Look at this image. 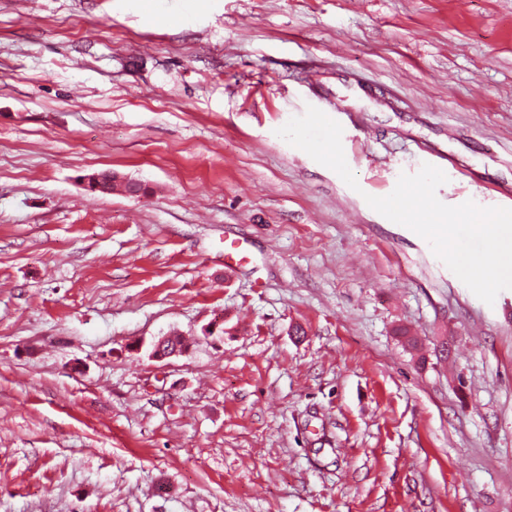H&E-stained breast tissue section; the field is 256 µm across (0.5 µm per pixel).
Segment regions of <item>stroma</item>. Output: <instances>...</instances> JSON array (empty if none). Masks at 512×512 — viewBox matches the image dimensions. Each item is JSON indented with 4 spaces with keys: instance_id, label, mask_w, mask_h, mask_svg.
I'll return each mask as SVG.
<instances>
[{
    "instance_id": "obj_1",
    "label": "stroma",
    "mask_w": 512,
    "mask_h": 512,
    "mask_svg": "<svg viewBox=\"0 0 512 512\" xmlns=\"http://www.w3.org/2000/svg\"><path fill=\"white\" fill-rule=\"evenodd\" d=\"M436 154L512 208V0H0V512H512V289L365 201Z\"/></svg>"
}]
</instances>
